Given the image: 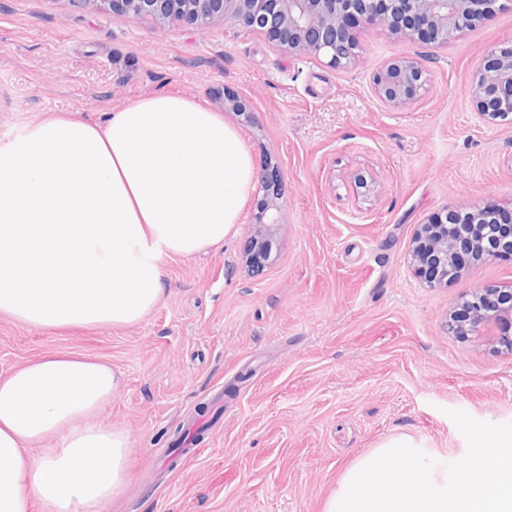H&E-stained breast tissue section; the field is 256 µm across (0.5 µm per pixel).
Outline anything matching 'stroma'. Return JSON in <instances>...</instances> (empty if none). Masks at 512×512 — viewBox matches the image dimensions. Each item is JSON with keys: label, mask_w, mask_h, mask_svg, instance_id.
I'll return each instance as SVG.
<instances>
[{"label": "stroma", "mask_w": 512, "mask_h": 512, "mask_svg": "<svg viewBox=\"0 0 512 512\" xmlns=\"http://www.w3.org/2000/svg\"><path fill=\"white\" fill-rule=\"evenodd\" d=\"M492 9L445 46L360 32L357 64L333 69L222 23L163 30L70 0H0V139L167 92L223 114L256 168L279 172L285 222L259 270L243 262L258 188L222 246L164 259L161 302L136 326L37 330L0 315V375L54 350L123 372L101 414L131 436L110 512H323L345 469L388 438L444 470L468 449L450 411L512 422V354L446 329L467 289L512 284V261L437 288L407 266L428 214L512 206V123L469 102L485 51L512 43V0ZM401 54L430 82L393 110L372 78ZM231 95L249 112L225 111Z\"/></svg>", "instance_id": "1"}]
</instances>
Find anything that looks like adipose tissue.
<instances>
[{"instance_id":"ef3b65f1","label":"adipose tissue","mask_w":512,"mask_h":512,"mask_svg":"<svg viewBox=\"0 0 512 512\" xmlns=\"http://www.w3.org/2000/svg\"><path fill=\"white\" fill-rule=\"evenodd\" d=\"M256 182L240 133L179 95L101 125L24 124L0 142V314L29 329L141 323L164 259L222 244ZM122 386L107 361L66 350L0 376V512H108L131 438L99 415Z\"/></svg>"}]
</instances>
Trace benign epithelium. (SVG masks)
Here are the masks:
<instances>
[{
  "instance_id": "7a95c632",
  "label": "benign epithelium",
  "mask_w": 512,
  "mask_h": 512,
  "mask_svg": "<svg viewBox=\"0 0 512 512\" xmlns=\"http://www.w3.org/2000/svg\"><path fill=\"white\" fill-rule=\"evenodd\" d=\"M83 8L137 16L160 28L190 25L200 31L213 22L263 35L282 50L324 57L336 69L352 64L363 30L385 27L405 42L443 45L476 22L488 19L495 0H71ZM429 75L415 58L387 60L373 75L374 92L386 106L401 109L426 91ZM476 114L487 121H512V44L491 47L471 84ZM269 200L255 214L247 259L260 264L273 235L284 223L279 181L267 170L259 176ZM487 257L512 256V224L497 225ZM483 247L480 228L465 232L431 216L419 228L409 253L414 274L431 286L448 283L458 262ZM473 301L450 314L448 329L458 336H485L512 348V288H475Z\"/></svg>"
}]
</instances>
